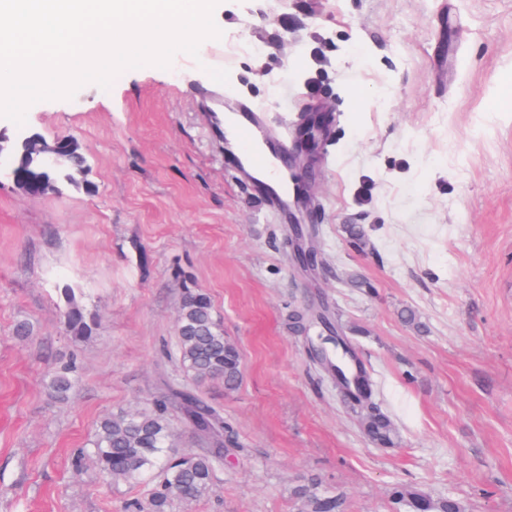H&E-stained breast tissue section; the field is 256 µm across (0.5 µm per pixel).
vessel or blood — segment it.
<instances>
[{
    "instance_id": "1",
    "label": "vessel or blood",
    "mask_w": 512,
    "mask_h": 512,
    "mask_svg": "<svg viewBox=\"0 0 512 512\" xmlns=\"http://www.w3.org/2000/svg\"><path fill=\"white\" fill-rule=\"evenodd\" d=\"M224 130L233 144L236 168L255 180L257 193L276 211L288 208L295 181L284 142L270 131L267 114L232 94L224 96Z\"/></svg>"
}]
</instances>
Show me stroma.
I'll return each instance as SVG.
<instances>
[{
    "instance_id": "35a3bbf8",
    "label": "stroma",
    "mask_w": 512,
    "mask_h": 512,
    "mask_svg": "<svg viewBox=\"0 0 512 512\" xmlns=\"http://www.w3.org/2000/svg\"><path fill=\"white\" fill-rule=\"evenodd\" d=\"M214 20L223 36L198 57L37 102L21 127L0 118L13 139L74 137L87 159L85 185L39 197L0 177V512L146 502L149 479L107 485L73 459L101 416L171 387L195 389L237 441L210 493L171 512H297L311 478L348 512H395L398 486L512 512V106L496 104L512 82V0H220ZM228 91L291 138L330 116L298 213L316 231L314 271L293 266L287 221L224 157ZM186 281L241 353L236 389L195 384L179 361ZM66 288L96 322L79 342ZM323 303L395 447L365 438L290 330L289 312ZM71 360L60 401L49 374Z\"/></svg>"
}]
</instances>
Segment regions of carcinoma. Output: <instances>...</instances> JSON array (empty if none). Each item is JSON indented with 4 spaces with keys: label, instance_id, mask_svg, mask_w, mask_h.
<instances>
[{
    "label": "carcinoma",
    "instance_id": "carcinoma-1",
    "mask_svg": "<svg viewBox=\"0 0 512 512\" xmlns=\"http://www.w3.org/2000/svg\"><path fill=\"white\" fill-rule=\"evenodd\" d=\"M59 164L57 180L72 182V172L84 169L86 158L78 142L65 136L57 139ZM67 331L78 342L92 335L94 322L87 320L83 309L66 295ZM177 346L179 359L197 383L221 381L224 388L237 387L242 374V357L224 336V328L214 314L207 293L201 288L183 284L178 313ZM75 384L74 369L65 366L51 374L50 389L63 398ZM373 391L346 381L341 401L352 413L363 416L367 428L362 433L380 447L395 445L396 428L380 408L363 411V392ZM179 408L184 420L192 425L200 438L213 448L224 447V435L233 434L219 411L196 393L171 389L167 395L145 411L113 414L101 418L95 427L86 455L95 464L107 483L136 482L143 476L158 472L151 489L149 512H170L176 499L196 501L212 487L215 464L222 456L211 451H189L187 455L173 452L174 428L168 415V404ZM300 504L299 512H345L343 496L321 489L314 478L293 491ZM394 501L403 512H465L453 497L434 496L417 488H402L394 493Z\"/></svg>",
    "mask_w": 512,
    "mask_h": 512
}]
</instances>
